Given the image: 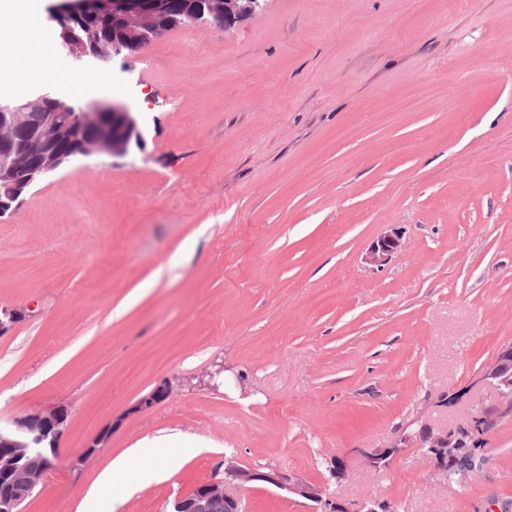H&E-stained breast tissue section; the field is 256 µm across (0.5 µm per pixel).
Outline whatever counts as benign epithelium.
Instances as JSON below:
<instances>
[{
    "instance_id": "7a95c632",
    "label": "benign epithelium",
    "mask_w": 512,
    "mask_h": 512,
    "mask_svg": "<svg viewBox=\"0 0 512 512\" xmlns=\"http://www.w3.org/2000/svg\"><path fill=\"white\" fill-rule=\"evenodd\" d=\"M269 0H191L186 12L193 26L216 24L228 30L244 17L261 13ZM90 0H64L54 16L58 26L59 47L72 64L89 65L100 59L93 45L71 36V24L92 14ZM113 16L123 19L134 31L139 48H144L167 33L169 24L161 23L160 9L150 0H114ZM67 101L52 92L33 100H0V216L20 203V196L35 183L46 179L78 159L124 156L130 143L143 140L142 116L124 102H95L70 113V125L90 134L74 151L59 147L64 129L56 113L45 111L48 105H65ZM400 248L394 235H384L372 245L366 262L381 265ZM482 380L494 381L502 395L512 396V344L498 350L494 362L482 372ZM169 392L164 382L140 398L132 407L145 411L163 401ZM67 421V411L55 408L42 415L16 417L12 429L0 428V480L10 490V497L0 500L5 512H22V504L42 483L44 477L59 468L58 441ZM110 436L99 433L85 446L80 457L86 459L107 447ZM423 448V456L450 479L461 480L471 473L460 457L457 440L450 432L428 426L403 435L390 448L366 456L370 466L380 468L402 448ZM262 483L306 501L311 512H378L381 502L368 498L358 507L343 497H331L326 487L280 469L262 471L233 460H224V471H214L210 479L193 486L172 502L171 512H245L242 491Z\"/></svg>"
}]
</instances>
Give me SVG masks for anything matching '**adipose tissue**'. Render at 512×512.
Returning a JSON list of instances; mask_svg holds the SVG:
<instances>
[{"label": "adipose tissue", "mask_w": 512, "mask_h": 512, "mask_svg": "<svg viewBox=\"0 0 512 512\" xmlns=\"http://www.w3.org/2000/svg\"><path fill=\"white\" fill-rule=\"evenodd\" d=\"M0 15L9 19L8 25L0 28V73L20 82L48 72L51 56L45 48L41 0H0ZM180 452L179 441L173 437L142 440L111 460L99 474L91 490L94 501L110 512L108 490L116 486H145L159 480L161 472L156 460L174 458Z\"/></svg>", "instance_id": "obj_1"}]
</instances>
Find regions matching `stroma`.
<instances>
[{
	"label": "stroma",
	"instance_id": "obj_1",
	"mask_svg": "<svg viewBox=\"0 0 512 512\" xmlns=\"http://www.w3.org/2000/svg\"><path fill=\"white\" fill-rule=\"evenodd\" d=\"M142 145L77 160L0 217V421L64 406L24 512H97L111 459L175 437L114 512H169L236 456L393 512H512V401L479 375L512 343V0H270L231 31L176 28L101 65ZM111 88L35 80L84 105ZM402 248L364 255L378 237ZM169 396L135 403L162 382ZM484 462L447 483L399 426H468ZM246 512H306L256 484ZM400 246V240L397 236L390 234L381 236L375 244L372 245L365 260L371 265H382L400 248Z\"/></svg>",
	"mask_w": 512,
	"mask_h": 512
}]
</instances>
